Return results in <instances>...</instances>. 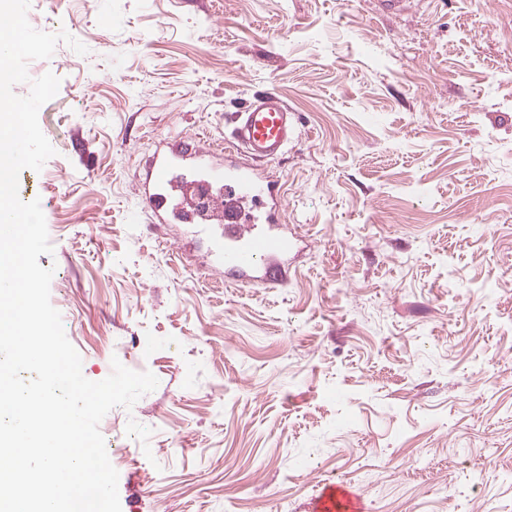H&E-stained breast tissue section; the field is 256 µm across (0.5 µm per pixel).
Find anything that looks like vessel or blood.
I'll list each match as a JSON object with an SVG mask.
<instances>
[{
  "label": "vessel or blood",
  "mask_w": 512,
  "mask_h": 512,
  "mask_svg": "<svg viewBox=\"0 0 512 512\" xmlns=\"http://www.w3.org/2000/svg\"><path fill=\"white\" fill-rule=\"evenodd\" d=\"M297 134V119L275 93L249 101L234 116L232 145L223 158L209 151L173 146L156 151L147 161L139 195L158 223L183 212L182 198L191 197L197 182L206 181L224 193V225H200L210 246L207 263L225 277L266 285L285 271L293 242L281 220L278 183L258 167L284 153ZM359 498L344 487L326 485L314 512H362Z\"/></svg>",
  "instance_id": "vessel-or-blood-1"
}]
</instances>
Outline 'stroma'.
<instances>
[{"mask_svg":"<svg viewBox=\"0 0 512 512\" xmlns=\"http://www.w3.org/2000/svg\"><path fill=\"white\" fill-rule=\"evenodd\" d=\"M67 31L27 65L55 154L19 174L82 358L157 388L99 424L121 512H512V0H31ZM275 91L298 136L261 162L298 241L234 284L138 203L163 143L223 149ZM315 512H360L364 508L360 499L342 486L326 485L316 501Z\"/></svg>","mask_w":512,"mask_h":512,"instance_id":"stroma-1","label":"stroma"}]
</instances>
